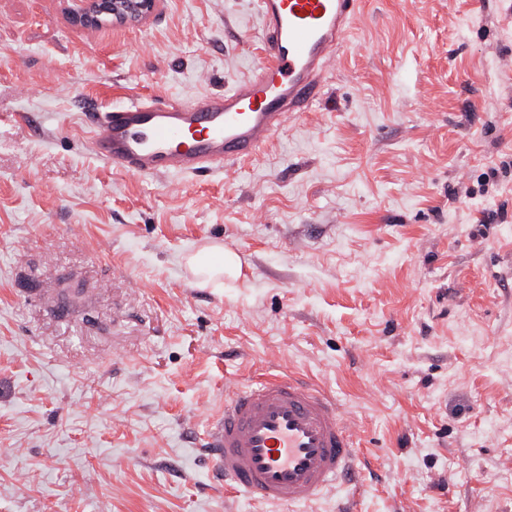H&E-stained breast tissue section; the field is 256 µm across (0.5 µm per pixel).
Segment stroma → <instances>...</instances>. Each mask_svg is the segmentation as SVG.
<instances>
[{
  "label": "stroma",
  "instance_id": "stroma-1",
  "mask_svg": "<svg viewBox=\"0 0 512 512\" xmlns=\"http://www.w3.org/2000/svg\"><path fill=\"white\" fill-rule=\"evenodd\" d=\"M266 58L256 0L134 26L0 0V512H512V0H363L251 160L143 178L81 121ZM222 245L239 279L198 287ZM295 373L358 433L297 506L214 481L224 385ZM213 255L214 253L212 252H204L190 258V262L198 269L202 276V281L200 282L202 286H206L216 276L224 273L228 276H235L241 268L240 258L233 252H222L221 261H214L212 259Z\"/></svg>",
  "mask_w": 512,
  "mask_h": 512
}]
</instances>
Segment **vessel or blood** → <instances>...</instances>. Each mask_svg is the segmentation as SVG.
Returning <instances> with one entry per match:
<instances>
[{"mask_svg":"<svg viewBox=\"0 0 512 512\" xmlns=\"http://www.w3.org/2000/svg\"><path fill=\"white\" fill-rule=\"evenodd\" d=\"M268 60L224 94L133 98L83 113L107 165L141 177L196 176L257 154L321 95L361 0H257ZM215 471L270 505H302L349 480L358 442L336 401L295 376L224 389L206 434Z\"/></svg>","mask_w":512,"mask_h":512,"instance_id":"vessel-or-blood-1","label":"vessel or blood"}]
</instances>
